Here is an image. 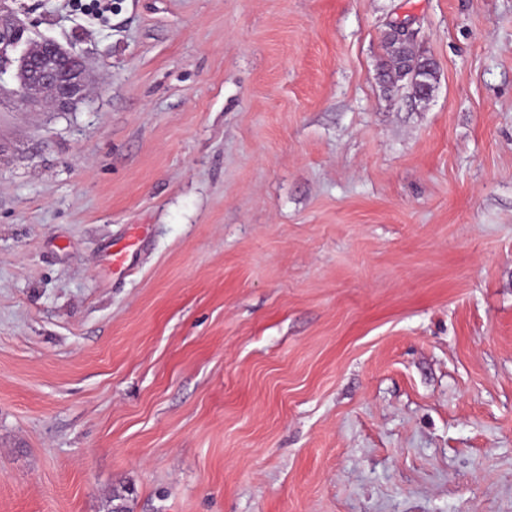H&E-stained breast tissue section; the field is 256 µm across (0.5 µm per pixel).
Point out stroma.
Instances as JSON below:
<instances>
[{"mask_svg": "<svg viewBox=\"0 0 512 512\" xmlns=\"http://www.w3.org/2000/svg\"><path fill=\"white\" fill-rule=\"evenodd\" d=\"M110 5L0 0V512H512V0ZM23 34L17 21L0 16V72L14 70L21 102H47L65 111L83 100L88 82L85 59L53 39L29 42L20 54L12 56L10 51ZM385 46L386 48L384 47V49L386 51L388 59L382 66L381 75L384 78H388L390 81L395 75L397 77V83L403 81L398 78V72L400 69L412 67L419 68L422 66V61L425 60V58L422 55L418 54L417 52H409L403 57L394 56L393 50L391 49V45L387 44V42L385 41Z\"/></svg>", "mask_w": 512, "mask_h": 512, "instance_id": "35a3bbf8", "label": "stroma"}]
</instances>
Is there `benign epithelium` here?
<instances>
[{"label":"benign epithelium","mask_w":512,"mask_h":512,"mask_svg":"<svg viewBox=\"0 0 512 512\" xmlns=\"http://www.w3.org/2000/svg\"><path fill=\"white\" fill-rule=\"evenodd\" d=\"M23 34L17 21L0 16V71L14 70L21 102L30 105L46 100L65 111L83 100L88 82L85 59L53 39L30 42L20 54L11 55ZM386 36L392 45L403 46L414 43L416 33L408 24L395 22Z\"/></svg>","instance_id":"7a95c632"}]
</instances>
